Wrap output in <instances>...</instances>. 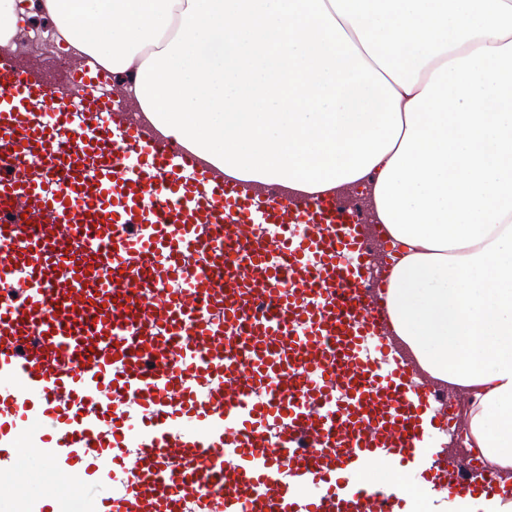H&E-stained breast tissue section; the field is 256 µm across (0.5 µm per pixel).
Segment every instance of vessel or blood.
I'll list each match as a JSON object with an SVG mask.
<instances>
[{
	"label": "vessel or blood",
	"instance_id": "vessel-or-blood-1",
	"mask_svg": "<svg viewBox=\"0 0 512 512\" xmlns=\"http://www.w3.org/2000/svg\"><path fill=\"white\" fill-rule=\"evenodd\" d=\"M103 70L49 108L0 49V475L25 448L94 512H448L437 390L394 352L366 224L253 191ZM392 472L385 484L355 474ZM24 512H63L48 491Z\"/></svg>",
	"mask_w": 512,
	"mask_h": 512
}]
</instances>
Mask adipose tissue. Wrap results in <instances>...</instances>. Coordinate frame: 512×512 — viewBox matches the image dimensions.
<instances>
[{
    "mask_svg": "<svg viewBox=\"0 0 512 512\" xmlns=\"http://www.w3.org/2000/svg\"><path fill=\"white\" fill-rule=\"evenodd\" d=\"M226 177L369 183L388 331L512 480V0H0Z\"/></svg>",
    "mask_w": 512,
    "mask_h": 512,
    "instance_id": "adipose-tissue-1",
    "label": "adipose tissue"
}]
</instances>
